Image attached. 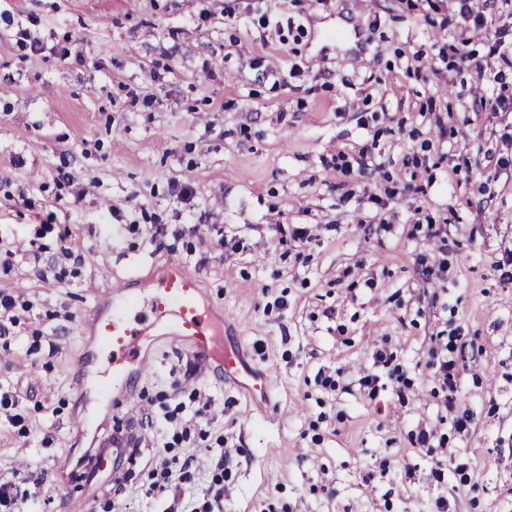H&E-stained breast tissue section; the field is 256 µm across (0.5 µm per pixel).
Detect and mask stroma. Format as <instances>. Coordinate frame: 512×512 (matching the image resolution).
<instances>
[{"instance_id":"obj_1","label":"stroma","mask_w":512,"mask_h":512,"mask_svg":"<svg viewBox=\"0 0 512 512\" xmlns=\"http://www.w3.org/2000/svg\"><path fill=\"white\" fill-rule=\"evenodd\" d=\"M457 14V0H0V296L18 318L0 337V486L39 488L32 512H163L172 491L141 495L142 421L200 391L209 424L166 455L192 460L198 494L223 443L224 512H439L442 496L448 512H512V112L471 104L478 85L512 99L490 53L512 13L486 9L472 68ZM365 149L377 170H359ZM175 259L268 398L165 342L128 386L133 412L79 396L110 312L99 293ZM449 342L452 408L428 366ZM122 428L141 454L82 502L77 457Z\"/></svg>"}]
</instances>
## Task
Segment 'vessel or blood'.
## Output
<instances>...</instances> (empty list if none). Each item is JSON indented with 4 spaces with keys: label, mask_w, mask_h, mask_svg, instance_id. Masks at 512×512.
I'll return each mask as SVG.
<instances>
[{
    "label": "vessel or blood",
    "mask_w": 512,
    "mask_h": 512,
    "mask_svg": "<svg viewBox=\"0 0 512 512\" xmlns=\"http://www.w3.org/2000/svg\"><path fill=\"white\" fill-rule=\"evenodd\" d=\"M111 293L120 302L119 311L105 327L112 351L113 381L124 383L132 373H147L150 366L143 350L164 331L171 344L188 345L193 354L214 364L226 379L249 391L267 394L266 380L246 368L237 348L216 338L199 302L198 282L181 262H171L162 281L151 278L143 282L140 295L152 301L151 319L137 317L122 286L112 287ZM139 447V441L125 433L103 439L88 466L79 473L84 494L96 491L97 477L104 470H111L113 480H120Z\"/></svg>",
    "instance_id": "vessel-or-blood-1"
}]
</instances>
